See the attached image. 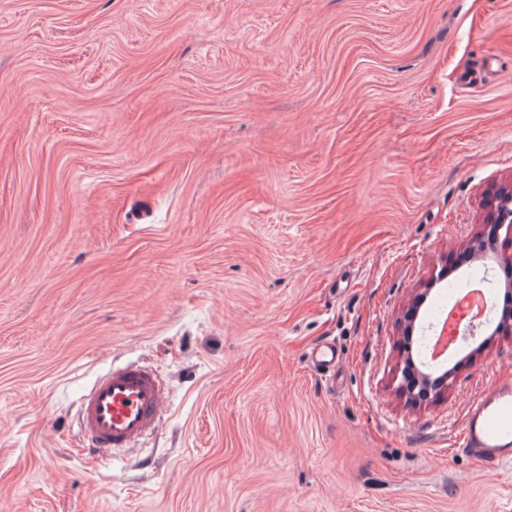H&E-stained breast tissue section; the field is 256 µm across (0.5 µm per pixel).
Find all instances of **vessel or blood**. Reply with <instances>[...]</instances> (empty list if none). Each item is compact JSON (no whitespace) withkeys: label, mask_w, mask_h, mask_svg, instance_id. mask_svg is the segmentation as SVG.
<instances>
[{"label":"vessel or blood","mask_w":512,"mask_h":512,"mask_svg":"<svg viewBox=\"0 0 512 512\" xmlns=\"http://www.w3.org/2000/svg\"><path fill=\"white\" fill-rule=\"evenodd\" d=\"M166 409V388L154 370L136 364L109 369L80 399L83 452L96 456L136 444ZM462 447L490 472L512 462V381L470 403Z\"/></svg>","instance_id":"vessel-or-blood-1"}]
</instances>
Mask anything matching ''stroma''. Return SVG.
Returning a JSON list of instances; mask_svg holds the SVG:
<instances>
[{
	"mask_svg": "<svg viewBox=\"0 0 512 512\" xmlns=\"http://www.w3.org/2000/svg\"><path fill=\"white\" fill-rule=\"evenodd\" d=\"M512 181V0H0V512H512L398 321ZM491 255L434 285L414 330ZM335 345L332 376L311 366ZM138 362L156 430L80 452ZM167 409V392L149 367H112L80 399L77 424L82 451L96 456L136 444Z\"/></svg>",
	"mask_w": 512,
	"mask_h": 512,
	"instance_id": "stroma-1",
	"label": "stroma"
}]
</instances>
